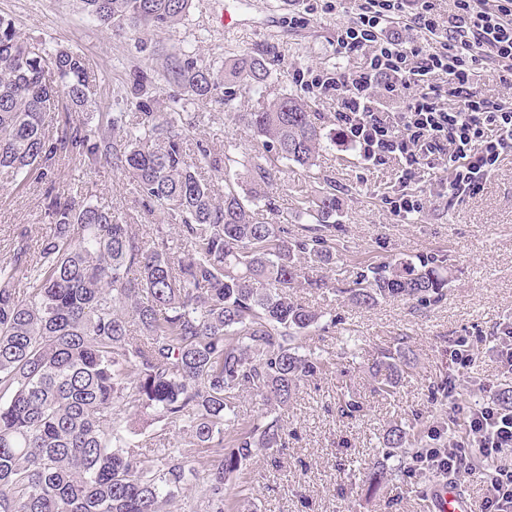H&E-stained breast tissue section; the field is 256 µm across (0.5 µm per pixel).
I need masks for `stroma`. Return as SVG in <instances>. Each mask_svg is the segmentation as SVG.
<instances>
[{
	"label": "stroma",
	"instance_id": "35a3bbf8",
	"mask_svg": "<svg viewBox=\"0 0 512 512\" xmlns=\"http://www.w3.org/2000/svg\"><path fill=\"white\" fill-rule=\"evenodd\" d=\"M281 2L192 0L186 19L161 32L106 30L84 14L78 0H0V16L23 35L84 57L95 103L75 118L87 129L98 130L101 113L111 111L113 88L131 87L141 72L156 89L153 111L202 114L199 124L183 132L190 150L205 144L247 159L262 146L234 112L260 110L282 94H302L327 131L335 129V99L316 88L301 89L292 74L335 67L336 31L350 15L320 8L299 19ZM182 49L218 67L255 52L266 59L271 77L262 90L239 95L231 112L214 100L191 101L169 75L171 57ZM398 176L396 163L368 165L357 149L336 140L311 170L283 166L272 190L275 211H258L264 221L287 227L289 237L303 236L298 200L336 184L334 261L314 269L331 285L294 294L322 316L303 344L322 354L329 369L302 383L283 414L284 448L259 451L238 473L236 485L249 492L247 499L234 500L233 512H431L429 491L437 476L411 473L414 448L388 447V430H410L415 448H431L430 425L461 431L465 408L512 390V373L491 351L501 325L512 323V155L500 159L484 191L451 206L437 193H425L423 211L407 220L386 204ZM76 192L120 211L128 222L159 221L138 212L120 170L63 156L52 178L35 173L21 188L0 176V256L8 255L19 227L27 231L31 252H39L54 229L46 214L49 196ZM434 255L442 258L448 278L439 301L422 305L396 298L371 309L352 302L348 289L367 267ZM461 337L472 358L462 372L451 356ZM396 347L410 364L386 395L378 392L371 365L380 350ZM452 381L458 389L451 397ZM402 468L409 478L399 476ZM373 473L379 488L371 495L365 480Z\"/></svg>",
	"mask_w": 512,
	"mask_h": 512
}]
</instances>
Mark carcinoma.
I'll return each mask as SVG.
<instances>
[{
	"mask_svg": "<svg viewBox=\"0 0 512 512\" xmlns=\"http://www.w3.org/2000/svg\"><path fill=\"white\" fill-rule=\"evenodd\" d=\"M94 22L115 31L162 30L180 23L192 0H79ZM191 100H219L258 90L271 76L265 59L243 53L219 69L185 50L171 63ZM140 119L129 120L127 92L100 114L103 133L65 122L53 137L45 116L83 109L92 100L81 54L22 36L0 17V171L24 184L46 178L55 158L105 161L129 179L133 201L166 223L146 235L115 212L78 196L53 197L54 233L36 254L17 229L12 254L0 258V512H164L186 489L191 457L177 444L146 459L133 420L149 413L179 426L214 464L195 476L204 512H229L230 477L261 449L285 444L278 412L299 384L322 373V355L296 343L321 315L291 290L329 288L301 265L331 260L336 188L308 200L307 235L256 219L249 203L268 201L272 164L315 166L328 143L310 103L285 94L261 112L238 115L267 151L270 164L241 162L208 147L190 161L182 112H153L136 79ZM207 165L224 181L198 174ZM448 287L438 260L374 266L349 289L370 308L389 298L437 301ZM139 336H133V332ZM401 350L373 363L378 390L392 392ZM259 398L257 414L238 423L227 393Z\"/></svg>",
	"mask_w": 512,
	"mask_h": 512,
	"instance_id": "cac0c4a2",
	"label": "carcinoma"
}]
</instances>
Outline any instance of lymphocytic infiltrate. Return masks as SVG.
<instances>
[{
    "mask_svg": "<svg viewBox=\"0 0 512 512\" xmlns=\"http://www.w3.org/2000/svg\"><path fill=\"white\" fill-rule=\"evenodd\" d=\"M440 19L434 0H336L352 18L336 36V57L361 56L358 70L306 78L336 100L334 119L343 142L370 165L396 161L400 189L390 199L393 215L406 218L424 209L413 191L431 173L440 196L458 200L483 191L499 159L512 153V110L476 91L483 64L498 73V88L512 91V0H453ZM397 96L401 109L385 111L381 99ZM512 454V408L493 401L471 409L462 434H449L441 448H422L416 468L455 483L469 475L474 458L495 463L481 512H512V467L499 465Z\"/></svg>",
    "mask_w": 512,
    "mask_h": 512,
    "instance_id": "f902f5d3",
    "label": "lymphocytic infiltrate"
}]
</instances>
